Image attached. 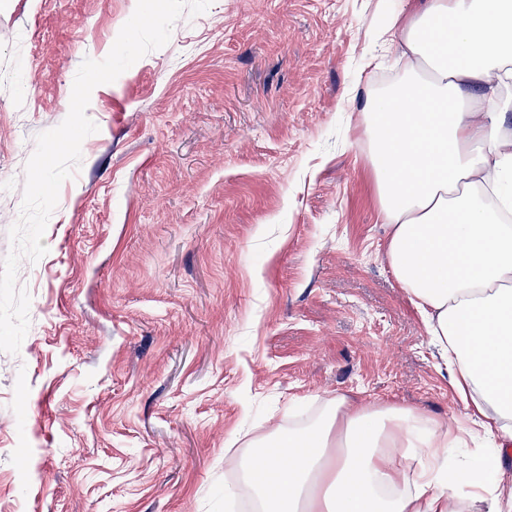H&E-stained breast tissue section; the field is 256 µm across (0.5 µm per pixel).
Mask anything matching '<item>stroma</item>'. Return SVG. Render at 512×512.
<instances>
[{"mask_svg":"<svg viewBox=\"0 0 512 512\" xmlns=\"http://www.w3.org/2000/svg\"><path fill=\"white\" fill-rule=\"evenodd\" d=\"M137 0H0V259L25 164ZM403 0H212L91 93L30 327L0 352V512H224V454L342 394L471 427L385 256L359 109Z\"/></svg>","mask_w":512,"mask_h":512,"instance_id":"1","label":"stroma"}]
</instances>
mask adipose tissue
<instances>
[{"instance_id":"adipose-tissue-1","label":"adipose tissue","mask_w":512,"mask_h":512,"mask_svg":"<svg viewBox=\"0 0 512 512\" xmlns=\"http://www.w3.org/2000/svg\"><path fill=\"white\" fill-rule=\"evenodd\" d=\"M399 80L360 111L386 257L486 447L417 409L325 399L224 460L253 512H512V0H406Z\"/></svg>"}]
</instances>
